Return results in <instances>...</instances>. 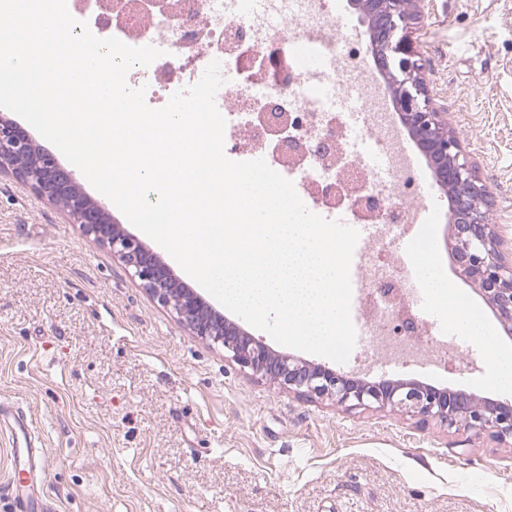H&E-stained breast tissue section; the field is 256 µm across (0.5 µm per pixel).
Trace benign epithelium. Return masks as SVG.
Masks as SVG:
<instances>
[{"label":"benign epithelium","instance_id":"obj_1","mask_svg":"<svg viewBox=\"0 0 512 512\" xmlns=\"http://www.w3.org/2000/svg\"><path fill=\"white\" fill-rule=\"evenodd\" d=\"M423 0H351L367 27L366 51L391 86V104L407 121L438 185L452 195L451 253L455 265L489 305L512 339V264L503 254L504 238L489 223L493 205L459 138L448 129V107L435 101L424 78L427 60L412 41ZM38 151L16 123L0 119V172L9 171L40 196L56 202L83 231L120 258L132 276L158 301L172 307L192 332L224 349L227 357L253 373L288 389L328 396L345 409L396 407L413 416L431 417L450 428L463 426L512 441V401H488L418 382H369L274 353L238 325L227 321L194 290L178 282L171 268L137 238L125 232L105 207L84 195L73 172L49 153L27 168L19 166ZM338 143L320 140L305 150L316 160L335 156Z\"/></svg>","mask_w":512,"mask_h":512}]
</instances>
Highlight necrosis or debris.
<instances>
[{"label": "necrosis or debris", "mask_w": 512, "mask_h": 512, "mask_svg": "<svg viewBox=\"0 0 512 512\" xmlns=\"http://www.w3.org/2000/svg\"><path fill=\"white\" fill-rule=\"evenodd\" d=\"M329 0H112L104 8L100 0H67L71 15L88 23L95 36L111 32L123 43L140 47L154 45L168 52V60H155L147 66L133 65L127 74L131 88H145L149 107H163L172 93L196 83L214 60L226 68L227 86L219 111L226 120L229 140L227 155L239 161L256 159L273 137L261 120L268 102H276L288 121V138L310 144L334 134L344 139L349 127L344 113L347 101L336 95L351 86L354 77L364 73L362 42L337 36L332 25ZM245 28L248 37L240 46H232L235 29ZM314 45L318 54L329 57L332 69L324 85L307 84L308 68L294 58L292 46ZM378 154L387 161L390 185L376 181L361 162L351 161L344 172L335 163H313L303 168L294 182L297 192L313 195L315 185L343 179L361 194L379 198L395 208L397 217L371 221V238L366 252H374L393 239L398 230L412 223L413 215L405 207L407 198L421 191L413 165L397 149L395 136H374ZM412 291L404 281L393 279L382 267H373L361 303L373 304L371 320L390 326L397 313L393 297L408 298ZM372 327L366 336L376 335ZM379 336V335H376ZM388 357L419 345L420 339L408 336L398 340L379 336Z\"/></svg>", "instance_id": "obj_1"}]
</instances>
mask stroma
Masks as SVG:
<instances>
[{
	"mask_svg": "<svg viewBox=\"0 0 512 512\" xmlns=\"http://www.w3.org/2000/svg\"><path fill=\"white\" fill-rule=\"evenodd\" d=\"M512 242V0H425L413 33ZM414 265L450 283L502 343L456 272L448 215ZM511 399L481 348L439 365L394 363L357 339L342 371ZM22 415L44 459L49 512H512V445L396 408L348 410L252 374L154 299L55 203L0 174V512H14Z\"/></svg>",
	"mask_w": 512,
	"mask_h": 512,
	"instance_id": "35a3bbf8",
	"label": "stroma"
}]
</instances>
